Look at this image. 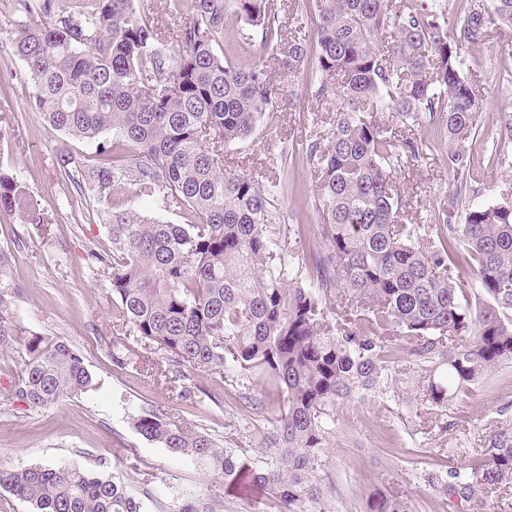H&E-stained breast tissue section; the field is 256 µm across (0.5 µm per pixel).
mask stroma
Instances as JSON below:
<instances>
[{"instance_id": "35a3bbf8", "label": "stroma", "mask_w": 512, "mask_h": 512, "mask_svg": "<svg viewBox=\"0 0 512 512\" xmlns=\"http://www.w3.org/2000/svg\"><path fill=\"white\" fill-rule=\"evenodd\" d=\"M24 71L8 42L0 41V172L23 183L46 217V227L40 230L20 215L0 213V252L9 259L16 319L12 346L0 352V391L21 374L28 341L35 333L62 339L79 352L94 385L80 398H66L43 410L0 401V469L77 466L120 474L142 502L143 512H177L182 505L201 500L214 512H272L266 498L227 491L211 466L147 440L135 429L134 416L155 406L168 416L195 421L219 441L225 427L236 428L244 448L254 456L281 403L271 397V387L259 372L251 375L248 386L265 406L258 415L241 409L236 383L216 386L205 372L197 375L201 391L193 400L175 399L164 382L166 356L152 345L137 346L133 367L121 371L113 365L109 275L106 268L86 260L89 249L108 251L112 245L100 205L85 199L58 163L61 152L89 157L95 145L47 129L32 104ZM467 72L480 79L481 87L477 131L467 143L474 171L466 198L476 205L512 201V167L487 157L494 145L512 155V140L499 135L502 115H512V82L502 79L512 72V55L503 53L496 41H487L470 50ZM312 79L308 73L293 84L292 97L281 101L272 126L260 127L253 138L228 151L226 162L233 171L265 172L269 153L281 143L310 141L326 133L336 102L316 99ZM400 134L422 144L418 161L396 171L404 192L402 220L437 223L441 207L457 187L447 164L448 146L439 131L424 123L401 129ZM276 177L281 223H319L313 179L302 162L290 159ZM112 202L116 208L171 224L190 221L188 211L134 195L125 187L115 188ZM417 380L413 373L400 382L399 400L391 411H383L369 397L340 409L325 448L329 496L336 512H364L373 493L386 491L406 497L414 512H452L417 471L447 464L461 440L478 444L485 423L503 403H512V364L480 380L469 397L455 398L441 418L442 430L426 435L419 433L415 415Z\"/></svg>"}]
</instances>
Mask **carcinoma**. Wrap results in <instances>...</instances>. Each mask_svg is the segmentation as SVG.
Masks as SVG:
<instances>
[{
	"label": "carcinoma",
	"instance_id": "cac0c4a2",
	"mask_svg": "<svg viewBox=\"0 0 512 512\" xmlns=\"http://www.w3.org/2000/svg\"><path fill=\"white\" fill-rule=\"evenodd\" d=\"M314 36L298 24L283 33L271 0H174L171 27L144 14L140 0H13L22 17L7 28L26 65L35 107L47 127L97 142L96 158L68 152L58 163L83 195L109 204L115 186L191 213L168 224L110 210L112 252L92 265L110 271L114 319L167 354L165 375L180 400L195 394L196 372L218 382L265 372L285 407L264 433L261 456L236 432L224 445L188 420L157 409L138 415L146 439L207 461L224 487L257 488L277 512H333L324 448L338 410L371 393L386 402L411 368L423 379L419 419L468 394L512 363V202L470 207L466 142L477 124L479 88L468 51L497 24L512 26V0H469L448 34L446 0H313ZM261 37L272 55L247 68L217 51L228 22ZM315 68L320 98L340 101L321 140L269 155L297 156L315 181L321 223L270 231L279 216L273 187L224 164V149L253 135L293 84ZM388 113L386 123L371 113ZM422 123L448 141L458 183L437 224H404L393 170L419 158L414 139L392 126ZM112 134V139L104 136ZM464 223H455L459 212ZM0 212L44 224L38 203L0 172ZM0 253V351L15 335L12 288ZM112 363L134 350L112 337ZM24 369L7 397L34 410L78 398L93 383L81 355L58 338L28 341ZM455 512L487 506L512 486V418H497L461 465L423 475ZM0 489L32 512H143L124 480L77 467L0 470ZM366 512H412L400 495H372Z\"/></svg>",
	"mask_w": 512,
	"mask_h": 512
}]
</instances>
